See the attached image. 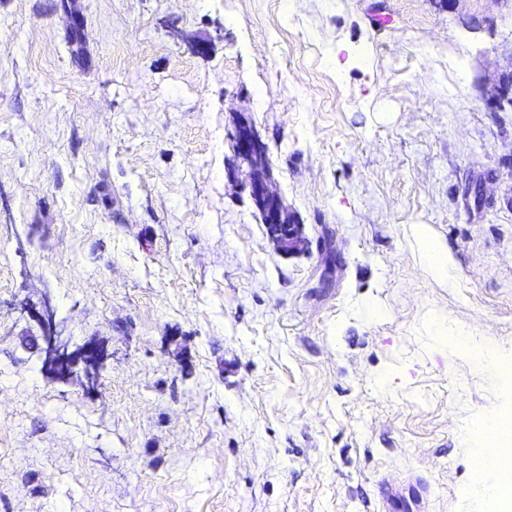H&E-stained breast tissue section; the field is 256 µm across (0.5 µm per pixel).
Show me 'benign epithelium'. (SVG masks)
I'll return each mask as SVG.
<instances>
[{
	"label": "benign epithelium",
	"instance_id": "1",
	"mask_svg": "<svg viewBox=\"0 0 512 512\" xmlns=\"http://www.w3.org/2000/svg\"><path fill=\"white\" fill-rule=\"evenodd\" d=\"M511 102L512 62L494 77L490 100L495 108ZM233 140L236 163L231 169L232 178H237L238 172L243 169L249 173L245 186L260 222L269 229V237L276 248L285 253L301 250L305 243L301 225L297 224L281 196L273 190L268 145L245 113L237 115ZM32 313L42 331V370L58 379L70 376L75 368L80 367L84 373V386L93 388L95 377L107 359L103 347L93 341L71 347L64 326L56 322L54 310L45 299L41 308L32 309Z\"/></svg>",
	"mask_w": 512,
	"mask_h": 512
}]
</instances>
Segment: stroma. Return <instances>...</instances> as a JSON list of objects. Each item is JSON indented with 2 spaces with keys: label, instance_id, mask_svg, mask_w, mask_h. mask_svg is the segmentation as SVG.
<instances>
[{
  "label": "stroma",
  "instance_id": "stroma-1",
  "mask_svg": "<svg viewBox=\"0 0 512 512\" xmlns=\"http://www.w3.org/2000/svg\"><path fill=\"white\" fill-rule=\"evenodd\" d=\"M75 4L78 47L0 0V512H502L512 0ZM239 112L300 253L228 177ZM44 297L94 390L42 371ZM491 98L490 103L494 108H501L505 102L511 104L512 62L494 77ZM415 236L425 259L426 271L437 279L451 284V264L447 246L440 243L425 224L416 226Z\"/></svg>",
  "mask_w": 512,
  "mask_h": 512
}]
</instances>
